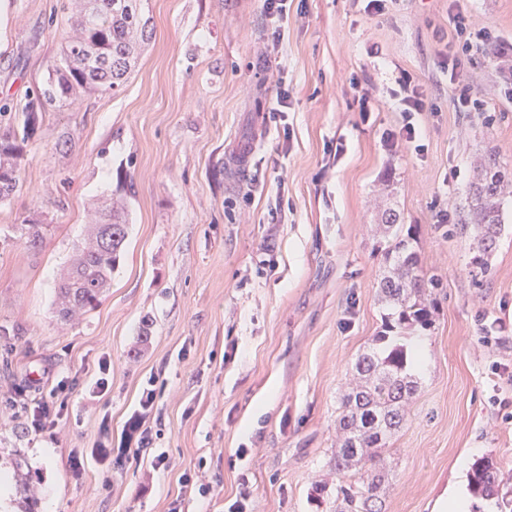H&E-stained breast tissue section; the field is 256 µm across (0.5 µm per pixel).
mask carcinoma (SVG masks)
Returning <instances> with one entry per match:
<instances>
[{"label":"carcinoma","instance_id":"1","mask_svg":"<svg viewBox=\"0 0 512 512\" xmlns=\"http://www.w3.org/2000/svg\"><path fill=\"white\" fill-rule=\"evenodd\" d=\"M145 0H73L70 34L62 46L52 77L36 89L24 107L22 130L0 125V202L19 190L23 161L21 143L35 132L39 115L50 106H73L88 93L116 92L134 72L148 41ZM512 175L494 159L480 164L471 187L467 219L460 232L473 229L477 253L471 264L489 272L488 254L502 224L500 196ZM400 213L383 209L378 219L385 271L380 280L381 330L356 359L352 386L341 398L338 438L334 449L336 486L316 493L331 500L334 512H385V468L382 451L403 429L418 381L408 332L429 331L437 301L430 289L440 280L428 274L411 234L403 233ZM48 225L26 219L17 225L29 248L42 244ZM92 239L77 248V258L55 288L57 315L66 319L90 311L102 301L119 265L128 236L125 211L106 205L94 214ZM19 492L16 512H38L33 477L24 460L14 461ZM498 467L478 460L469 473L473 493L490 498L499 492Z\"/></svg>","mask_w":512,"mask_h":512}]
</instances>
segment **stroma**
I'll use <instances>...</instances> for the list:
<instances>
[{
  "mask_svg": "<svg viewBox=\"0 0 512 512\" xmlns=\"http://www.w3.org/2000/svg\"><path fill=\"white\" fill-rule=\"evenodd\" d=\"M145 12L151 37L126 85L48 108L23 144L21 189L0 203V398L71 389L38 435L0 407V453L26 459L40 512H231L240 499L246 512H331L313 487L336 480L340 398L381 327L377 215L389 201L441 286L417 338L418 391L385 454V510L434 512L456 464L489 457L504 489L492 512H512V385L492 372L512 368V195L490 276L472 273L468 240L448 232L485 158L512 171V57L474 52L470 111L442 69L451 14L510 41L512 0H390L380 15L362 0H288L273 51L262 0H148ZM67 30L68 0H0L7 122L21 126ZM400 67L429 104L414 117L418 152L383 146L401 122ZM281 90L279 122L269 109ZM111 198L127 206L121 265L97 308L60 322L56 281L93 203ZM37 217L49 228L30 249L13 227ZM498 316L506 345H483ZM102 375L108 389L92 396ZM154 376L169 469L89 458L75 479L72 449L119 440ZM201 460L212 492L182 494Z\"/></svg>",
  "mask_w": 512,
  "mask_h": 512,
  "instance_id": "obj_1",
  "label": "stroma"
}]
</instances>
